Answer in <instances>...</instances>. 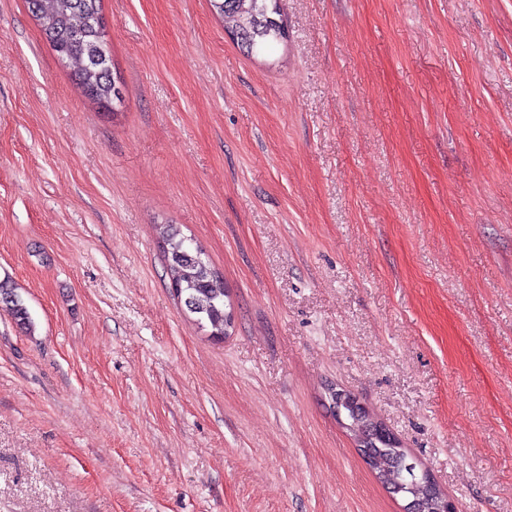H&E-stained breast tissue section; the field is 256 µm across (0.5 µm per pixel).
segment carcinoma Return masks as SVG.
Instances as JSON below:
<instances>
[{"label":"carcinoma","mask_w":512,"mask_h":512,"mask_svg":"<svg viewBox=\"0 0 512 512\" xmlns=\"http://www.w3.org/2000/svg\"><path fill=\"white\" fill-rule=\"evenodd\" d=\"M32 15L58 58L73 65L72 80L89 99L100 106L117 108L123 98L111 96V82L92 62L98 45L106 38L101 0H28ZM224 27L236 34L238 44L250 55H258L286 39L277 0H210ZM170 276L180 281V301L186 309L206 322L215 340L224 339V320L230 315L224 301V282L210 275L211 267L203 250L188 239L178 237L171 224L159 227ZM0 304L8 307L17 324L32 329L30 313L14 282L0 279ZM378 467L392 476L398 491L409 493L417 487V477L400 458L397 449L379 442Z\"/></svg>","instance_id":"obj_1"}]
</instances>
